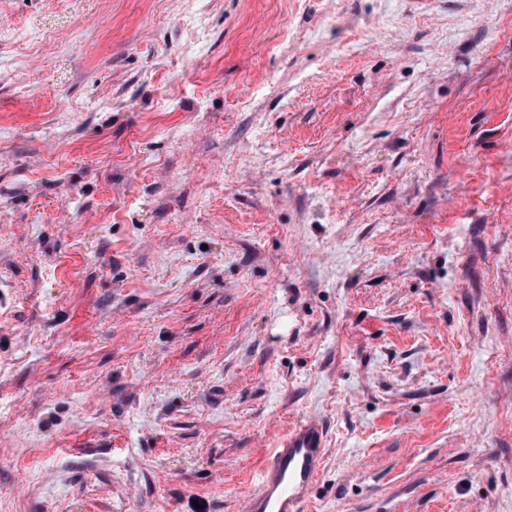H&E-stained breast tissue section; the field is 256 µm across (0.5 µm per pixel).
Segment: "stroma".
Wrapping results in <instances>:
<instances>
[{"instance_id": "35a3bbf8", "label": "stroma", "mask_w": 512, "mask_h": 512, "mask_svg": "<svg viewBox=\"0 0 512 512\" xmlns=\"http://www.w3.org/2000/svg\"><path fill=\"white\" fill-rule=\"evenodd\" d=\"M0 0V512H512V0ZM325 449L326 430L317 419H307L279 437L260 464L245 511L303 512L321 473Z\"/></svg>"}]
</instances>
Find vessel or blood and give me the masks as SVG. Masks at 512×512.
<instances>
[{
	"label": "vessel or blood",
	"mask_w": 512,
	"mask_h": 512,
	"mask_svg": "<svg viewBox=\"0 0 512 512\" xmlns=\"http://www.w3.org/2000/svg\"><path fill=\"white\" fill-rule=\"evenodd\" d=\"M325 449V427L313 418L279 437L260 464L257 486L246 498L245 512H304L321 473Z\"/></svg>",
	"instance_id": "obj_1"
}]
</instances>
